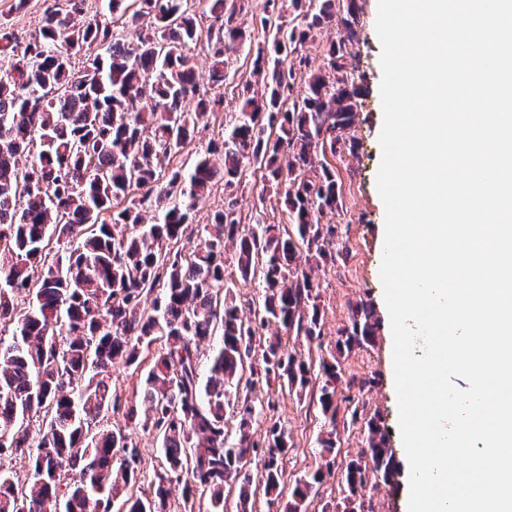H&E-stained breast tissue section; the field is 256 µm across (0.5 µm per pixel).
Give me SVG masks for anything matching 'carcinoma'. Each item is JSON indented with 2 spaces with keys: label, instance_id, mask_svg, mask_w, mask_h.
I'll use <instances>...</instances> for the list:
<instances>
[{
  "label": "carcinoma",
  "instance_id": "1",
  "mask_svg": "<svg viewBox=\"0 0 512 512\" xmlns=\"http://www.w3.org/2000/svg\"><path fill=\"white\" fill-rule=\"evenodd\" d=\"M83 4L54 0L24 43L0 27V512H190L197 493L208 495L209 512H226L234 483L236 512H253L245 458L264 449L271 505L282 493L288 437L271 417L263 439L252 440L253 421L275 403L256 407L246 398L229 440L224 411L239 401L244 370L258 382L316 389L333 425L339 410L338 359L314 370L262 329L321 334L306 265L336 246V227L322 222L339 209L326 153L346 144L362 93L347 67L357 0H265L264 44L248 71L266 79L265 89L257 95L242 81L238 112L205 152L192 151L198 159L189 168L183 154L224 102L197 82L193 51L207 52L210 89L223 90L225 64L249 37L233 0H108L106 13L80 21ZM201 14L211 19L203 44ZM336 22L345 33L310 69L300 50ZM130 26L147 30L135 45L127 43ZM284 53L299 55L298 69L282 68ZM79 55L85 65L77 69ZM258 171L262 193L285 189L287 224H266L239 206L238 192ZM219 175L228 201L206 224H193L197 201ZM243 224L249 231L239 237ZM228 243L241 277L263 289L248 315L227 286ZM376 329L362 304L340 345L369 344ZM214 336L221 340L203 383L200 347ZM158 340L163 346L150 352ZM148 353L139 398L122 400L112 367L138 365ZM118 411L124 425H103ZM366 426V459L343 475L345 512H362L356 495L368 474L386 482L398 474L380 425L371 418ZM136 428L153 433L165 459L149 498L134 491ZM17 465L28 470L24 483L13 479ZM324 478L318 469L297 481L289 512H305ZM174 484L183 485L181 510L169 502Z\"/></svg>",
  "mask_w": 512,
  "mask_h": 512
}]
</instances>
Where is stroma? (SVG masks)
<instances>
[{
    "instance_id": "35a3bbf8",
    "label": "stroma",
    "mask_w": 512,
    "mask_h": 512,
    "mask_svg": "<svg viewBox=\"0 0 512 512\" xmlns=\"http://www.w3.org/2000/svg\"><path fill=\"white\" fill-rule=\"evenodd\" d=\"M358 4L359 22L348 64L358 77L363 93L357 100V117L348 143L331 159L342 201L336 215L329 218L336 226L338 246L332 260L312 270V277L319 285L321 334L311 340L294 335L282 338L289 350L307 360L315 362L337 356L343 374L337 392L348 397L340 405L336 418L334 473L311 494L307 512H343L345 493L341 475L351 461L362 455L365 426L371 418L380 423L399 473L389 483L378 477L369 478L366 487L358 493L363 512H408L406 453L398 431L393 341L380 280L385 208L376 187L382 155L379 134L384 120L380 97L382 48L375 28L378 0H358ZM46 6L47 0H29L27 7L19 11L15 0H0V26L10 28L20 37H28L38 29ZM361 304L372 308L378 321L374 342L337 351L340 330L350 326L352 311ZM250 398L257 403L275 400V415L288 431L283 493L271 505L264 495L256 497L257 512H284L295 481L324 467L318 448L327 427L319 409L305 395L259 383Z\"/></svg>"
}]
</instances>
